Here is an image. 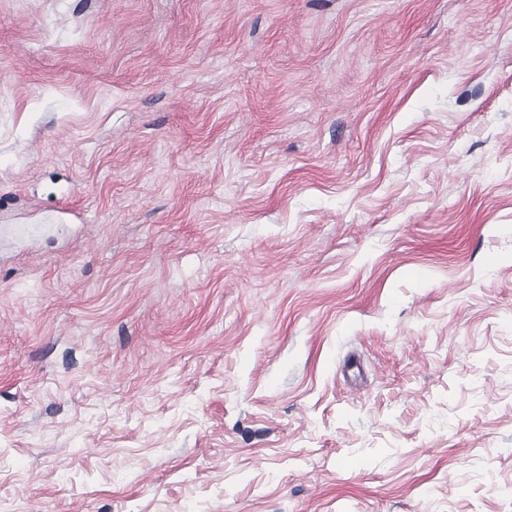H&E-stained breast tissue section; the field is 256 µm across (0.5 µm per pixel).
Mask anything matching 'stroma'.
Segmentation results:
<instances>
[{"label": "stroma", "mask_w": 512, "mask_h": 512, "mask_svg": "<svg viewBox=\"0 0 512 512\" xmlns=\"http://www.w3.org/2000/svg\"><path fill=\"white\" fill-rule=\"evenodd\" d=\"M0 512H512V0H0Z\"/></svg>", "instance_id": "1"}]
</instances>
